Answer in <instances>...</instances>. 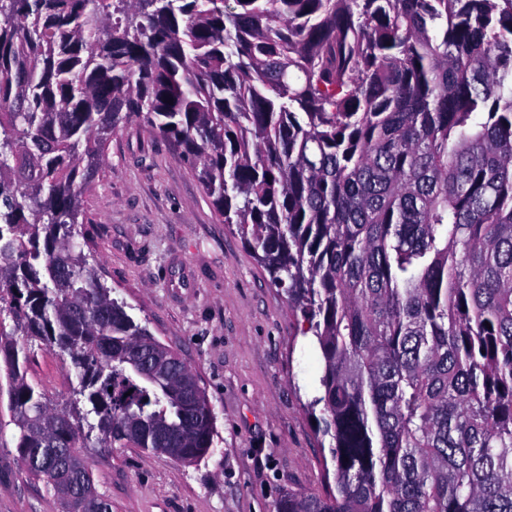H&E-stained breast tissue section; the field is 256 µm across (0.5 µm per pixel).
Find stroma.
I'll list each match as a JSON object with an SVG mask.
<instances>
[{"mask_svg":"<svg viewBox=\"0 0 512 512\" xmlns=\"http://www.w3.org/2000/svg\"><path fill=\"white\" fill-rule=\"evenodd\" d=\"M82 199L77 241L113 297L197 375L217 430L213 452L191 466L138 448L82 449L112 512H276L287 494H325L332 464L305 408L320 358L180 148L125 124ZM26 371L51 407L66 403L69 359L39 349ZM15 434L0 363V512H62L26 474Z\"/></svg>","mask_w":512,"mask_h":512,"instance_id":"35a3bbf8","label":"stroma"}]
</instances>
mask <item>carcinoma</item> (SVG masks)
I'll list each match as a JSON object with an SVG mask.
<instances>
[{
    "instance_id": "carcinoma-1",
    "label": "carcinoma",
    "mask_w": 512,
    "mask_h": 512,
    "mask_svg": "<svg viewBox=\"0 0 512 512\" xmlns=\"http://www.w3.org/2000/svg\"><path fill=\"white\" fill-rule=\"evenodd\" d=\"M132 121L319 348L334 489L277 512H512V0H0V356L62 512H112L66 452L190 465L216 436L75 241ZM37 345L70 357L59 409L26 379Z\"/></svg>"
}]
</instances>
